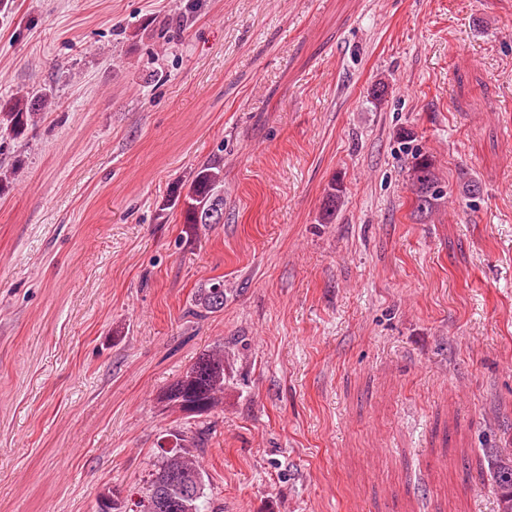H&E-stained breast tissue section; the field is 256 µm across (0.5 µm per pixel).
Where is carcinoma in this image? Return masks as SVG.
<instances>
[{
	"label": "carcinoma",
	"mask_w": 512,
	"mask_h": 512,
	"mask_svg": "<svg viewBox=\"0 0 512 512\" xmlns=\"http://www.w3.org/2000/svg\"><path fill=\"white\" fill-rule=\"evenodd\" d=\"M53 98L46 89H31L0 98V155L10 144L19 143L36 132L39 122L51 110ZM409 178L413 214H433L453 192L473 198L480 194L477 180L462 171L456 187L442 181L430 156L418 151L411 155ZM343 187L332 183L324 201V216H334ZM165 205L180 209L185 232L195 235L200 224L224 223V160L214 156L194 169L188 184L174 187ZM224 310V277L211 278L193 294V314L204 317ZM226 351L219 343L197 360L161 395L164 407L177 408L189 416L211 412L224 399ZM175 445L162 451L150 474L137 507L140 512H207L203 471L195 450L203 447L205 432L169 431ZM496 487L497 512H512V453L488 456Z\"/></svg>",
	"instance_id": "1"
}]
</instances>
